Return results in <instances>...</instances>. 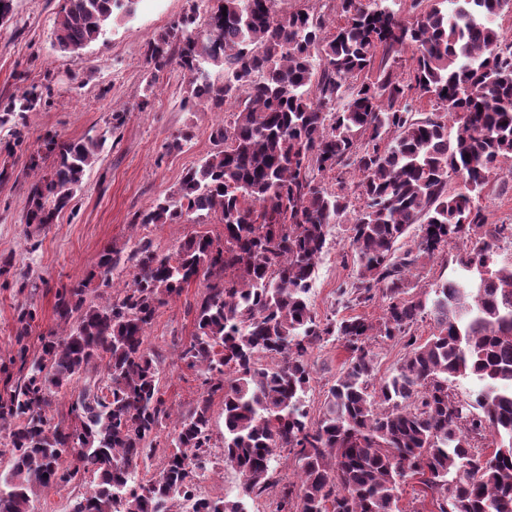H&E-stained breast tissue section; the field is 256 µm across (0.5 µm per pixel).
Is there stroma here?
<instances>
[{"label":"stroma","instance_id":"35a3bbf8","mask_svg":"<svg viewBox=\"0 0 512 512\" xmlns=\"http://www.w3.org/2000/svg\"><path fill=\"white\" fill-rule=\"evenodd\" d=\"M61 0H15L11 19L0 26V99L22 84L46 86L50 94L39 111L29 113L21 143H14L11 126L0 127V262L10 261L0 274V389L17 368L9 362L19 344L37 350L40 336L62 332L53 305L63 284L83 282L87 298L97 302L108 291L91 273L99 253L142 237L169 254L191 234H222L216 218L189 216L181 224L138 225L137 216L166 195L185 171L215 151L211 131L235 112L225 105L213 112L207 106L183 105L188 78L174 67L152 74L145 62L149 41L164 33L187 8V0H136L131 14L119 15L103 35L81 53H65L53 44V26ZM106 132L107 141L97 164L86 172L81 191L53 224L38 229L26 224L31 186L38 174L33 158L50 168L45 142L76 140L89 129ZM191 140L182 151L166 145L181 133ZM489 223L512 224V177L492 178L479 199ZM346 224L330 227L310 290V303L319 320L341 311L339 288L356 276ZM205 290L196 280L182 295L161 309L147 331V344L162 359L161 384L176 409L194 403L200 380L178 358V346L193 330L189 305ZM35 309L24 341H17L20 307ZM348 353L340 342L327 341L309 356L312 381L306 403L317 415L325 393Z\"/></svg>","mask_w":512,"mask_h":512}]
</instances>
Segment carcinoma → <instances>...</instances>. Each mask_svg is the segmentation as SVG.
I'll return each mask as SVG.
<instances>
[{
    "label": "carcinoma",
    "instance_id": "carcinoma-1",
    "mask_svg": "<svg viewBox=\"0 0 512 512\" xmlns=\"http://www.w3.org/2000/svg\"><path fill=\"white\" fill-rule=\"evenodd\" d=\"M133 0H63L56 47L78 53L114 11ZM340 22L325 32L304 6L276 15L272 0H215L208 33L196 34L197 0L147 43L158 73L189 76L185 100L238 111L211 137L219 148L189 168L176 190L139 215L140 224L214 217L223 237L194 234L173 254L150 241L109 247L86 285L56 290L62 334L40 338L21 377L0 395V421L14 422L0 455V512H32L38 492L85 485L69 512H247L239 499L191 502L197 462L210 456L211 404L224 405V466L251 499L273 488L272 463L293 456L297 489L275 512H400L398 491L415 478L435 512H512V263L497 244L512 224H490L478 197L492 176L512 175V43L496 18L512 0H428L415 18L386 0H334ZM412 54L409 79L394 63ZM224 74L212 80L207 67ZM432 111L422 113L417 99ZM43 90L24 86L0 100V126L24 125ZM457 124L448 130V117ZM106 134L55 143L49 173L32 186L26 223L54 222L99 160ZM351 170L353 184L337 176ZM455 177L461 187L449 190ZM348 224L356 277L341 290L354 306L381 298L383 316L316 320L308 298L332 224ZM462 249L460 273L410 294V278ZM205 292L179 360L203 393L173 412L147 329L162 307L198 278ZM428 318L425 339L415 326ZM75 323H70V320ZM335 339L350 352L311 419L309 354ZM403 343L391 374L376 377L372 342ZM474 378L465 401L453 384ZM84 380L60 418L58 391ZM174 432L161 436L167 423ZM160 464L139 481L133 469Z\"/></svg>",
    "mask_w": 512,
    "mask_h": 512
}]
</instances>
